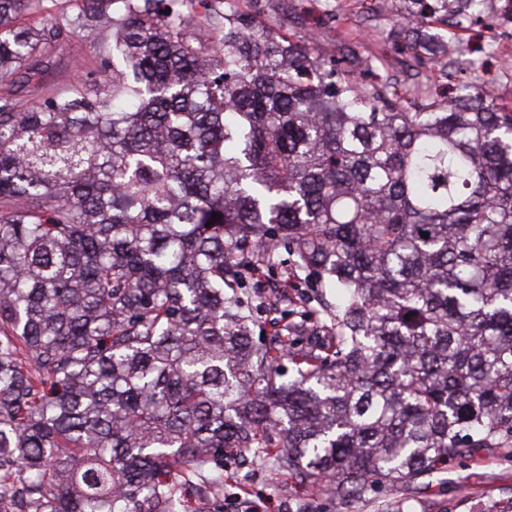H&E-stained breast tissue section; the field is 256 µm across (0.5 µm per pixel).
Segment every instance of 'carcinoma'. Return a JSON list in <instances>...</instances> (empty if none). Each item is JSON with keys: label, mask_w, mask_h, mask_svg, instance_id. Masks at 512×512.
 <instances>
[{"label": "carcinoma", "mask_w": 512, "mask_h": 512, "mask_svg": "<svg viewBox=\"0 0 512 512\" xmlns=\"http://www.w3.org/2000/svg\"><path fill=\"white\" fill-rule=\"evenodd\" d=\"M495 0H394L450 70ZM102 76L0 97V492L18 512H174L224 449L353 506L512 459V104L483 80L331 62L234 0H0V77L72 29ZM220 218L208 225L213 214ZM428 233L424 238L421 233ZM336 292L329 335L252 340L257 264ZM293 365L285 376L282 361Z\"/></svg>", "instance_id": "1"}]
</instances>
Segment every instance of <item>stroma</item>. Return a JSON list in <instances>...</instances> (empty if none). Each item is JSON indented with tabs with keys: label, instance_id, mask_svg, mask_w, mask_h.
Masks as SVG:
<instances>
[{
	"label": "stroma",
	"instance_id": "1",
	"mask_svg": "<svg viewBox=\"0 0 512 512\" xmlns=\"http://www.w3.org/2000/svg\"><path fill=\"white\" fill-rule=\"evenodd\" d=\"M384 0H240V8L273 26L297 34H311L315 47L328 58L349 50L359 57L385 55L389 74L404 77L413 59L395 45L389 35L395 21ZM466 42H481L484 54L477 60L483 77L494 78L496 93L512 102V59L501 63L495 48L499 39L512 41V19L503 9L462 31ZM102 51L87 33L69 37L53 48L48 69L36 76L18 96L22 106H31L65 90L77 70L96 72ZM410 498L412 512H467L472 499L494 501L499 512H512V461L478 454L451 464L443 476L423 478L418 490L406 494L401 486L370 492L365 501L348 507L320 490L301 483L277 469L271 460H242L238 452L224 454V485L197 486L188 500L191 512H386L387 504Z\"/></svg>",
	"mask_w": 512,
	"mask_h": 512
}]
</instances>
